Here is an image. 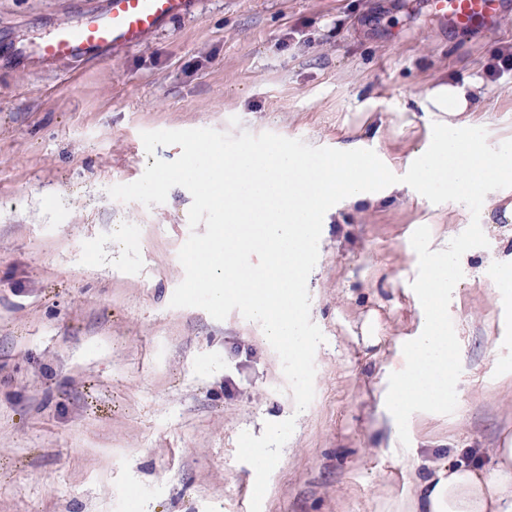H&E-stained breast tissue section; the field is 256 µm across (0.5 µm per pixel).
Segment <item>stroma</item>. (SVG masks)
Instances as JSON below:
<instances>
[{"label": "stroma", "instance_id": "stroma-1", "mask_svg": "<svg viewBox=\"0 0 512 512\" xmlns=\"http://www.w3.org/2000/svg\"><path fill=\"white\" fill-rule=\"evenodd\" d=\"M103 4L0 0V512H409L414 474L490 466L512 439V195L461 258L457 407L416 416L405 448L382 396L422 324L410 238L456 237L470 213L406 190L332 211L302 354L211 304L197 251L224 236L200 189L140 195L200 144L363 139L407 159L431 132L421 102L454 76L483 80L471 135L512 140V76L484 78L512 13L469 34L426 0H200L101 62L18 57ZM269 445L257 473L249 451Z\"/></svg>", "mask_w": 512, "mask_h": 512}]
</instances>
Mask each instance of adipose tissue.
Returning a JSON list of instances; mask_svg holds the SVG:
<instances>
[{
    "label": "adipose tissue",
    "instance_id": "1",
    "mask_svg": "<svg viewBox=\"0 0 512 512\" xmlns=\"http://www.w3.org/2000/svg\"><path fill=\"white\" fill-rule=\"evenodd\" d=\"M474 77L437 86L428 104L441 117L436 134L414 153L409 184L449 209L468 205L476 186L495 195L512 192V145L474 138L468 130L484 106ZM388 158L373 161L364 141L341 144L331 159L299 157L281 143L230 158L208 153L203 166L180 170L206 188L215 223L224 227L223 250H207L217 270L204 280L214 306L236 304L260 323L274 346L303 342L306 296L302 275L312 231L330 199L347 204L378 200L395 189L379 175ZM492 469L464 465L438 469L413 485V512H512V443L496 449Z\"/></svg>",
    "mask_w": 512,
    "mask_h": 512
}]
</instances>
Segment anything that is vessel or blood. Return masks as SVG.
<instances>
[{
  "label": "vessel or blood",
  "instance_id": "1",
  "mask_svg": "<svg viewBox=\"0 0 512 512\" xmlns=\"http://www.w3.org/2000/svg\"><path fill=\"white\" fill-rule=\"evenodd\" d=\"M512 0H428L435 16L452 31L484 32L496 27ZM198 0H107L105 8L56 25L36 48L45 61L102 58L106 49H132L165 22L193 12Z\"/></svg>",
  "mask_w": 512,
  "mask_h": 512
}]
</instances>
